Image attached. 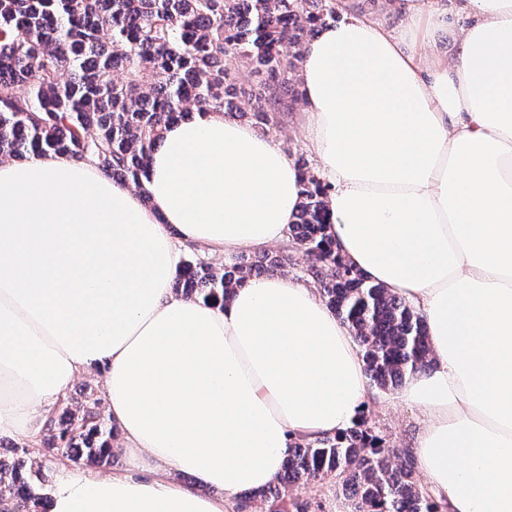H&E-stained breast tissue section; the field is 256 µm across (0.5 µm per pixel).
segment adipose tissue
<instances>
[{
  "instance_id": "1",
  "label": "adipose tissue",
  "mask_w": 512,
  "mask_h": 512,
  "mask_svg": "<svg viewBox=\"0 0 512 512\" xmlns=\"http://www.w3.org/2000/svg\"><path fill=\"white\" fill-rule=\"evenodd\" d=\"M392 11L395 27L345 0L308 45L304 145L337 251L426 322L433 363L400 398L422 412L428 491L512 512V0ZM299 203L294 157L215 110L168 130L141 194L90 161L0 163V438L40 432L101 366L129 463L60 473L50 512H232L294 441L367 407L360 347L312 282L254 277L221 308L172 288L181 245H286Z\"/></svg>"
}]
</instances>
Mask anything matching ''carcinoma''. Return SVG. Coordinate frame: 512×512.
Segmentation results:
<instances>
[{"mask_svg": "<svg viewBox=\"0 0 512 512\" xmlns=\"http://www.w3.org/2000/svg\"><path fill=\"white\" fill-rule=\"evenodd\" d=\"M334 20L336 0H0V161L92 157L112 180L143 193L151 153L194 109L222 110L265 133L277 128L302 49ZM229 60L250 67L259 86L237 87ZM297 166L301 203L291 246L319 259L305 275L352 329L369 379L398 387L432 364L425 321L336 252L327 235V188L303 159ZM285 265L286 256L267 253L218 272L197 253L182 263L173 288L222 306L246 279ZM47 434L60 460L101 465L115 455L114 425L92 397L50 418ZM26 455L16 448L0 456V503L42 512L41 466ZM330 477L354 498L356 512H443L411 464L392 463L364 417L334 436L296 441L259 497L268 512H309L290 490Z\"/></svg>", "mask_w": 512, "mask_h": 512, "instance_id": "obj_1", "label": "carcinoma"}]
</instances>
